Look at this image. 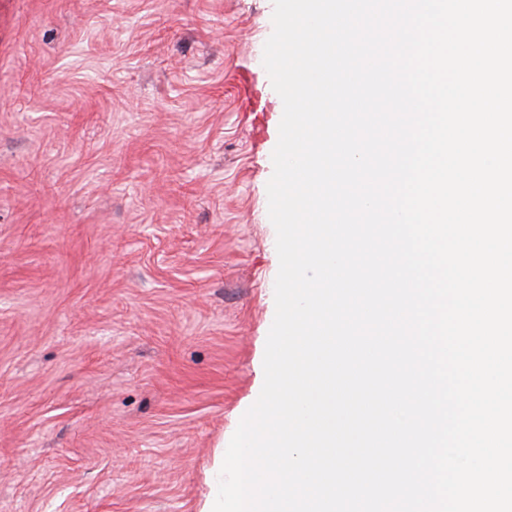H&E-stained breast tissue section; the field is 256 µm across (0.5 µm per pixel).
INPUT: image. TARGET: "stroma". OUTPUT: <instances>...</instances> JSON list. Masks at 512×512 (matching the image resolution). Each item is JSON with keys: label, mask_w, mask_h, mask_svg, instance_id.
Segmentation results:
<instances>
[{"label": "stroma", "mask_w": 512, "mask_h": 512, "mask_svg": "<svg viewBox=\"0 0 512 512\" xmlns=\"http://www.w3.org/2000/svg\"><path fill=\"white\" fill-rule=\"evenodd\" d=\"M273 9L0 0V512H201L275 316Z\"/></svg>", "instance_id": "1"}]
</instances>
